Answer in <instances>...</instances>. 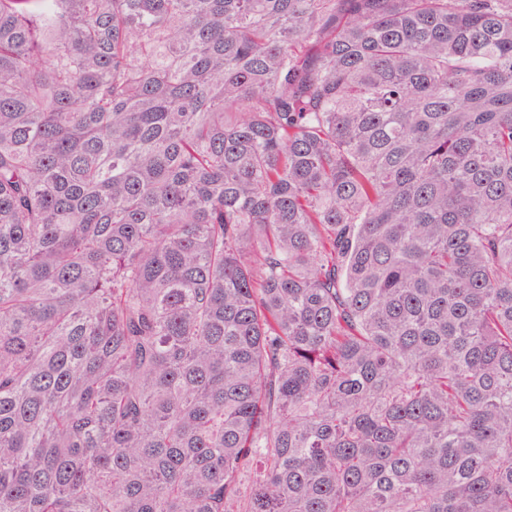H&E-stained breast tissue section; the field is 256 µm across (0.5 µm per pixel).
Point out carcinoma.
<instances>
[{"label": "carcinoma", "mask_w": 512, "mask_h": 512, "mask_svg": "<svg viewBox=\"0 0 512 512\" xmlns=\"http://www.w3.org/2000/svg\"><path fill=\"white\" fill-rule=\"evenodd\" d=\"M0 512H512V0H0Z\"/></svg>", "instance_id": "carcinoma-1"}]
</instances>
